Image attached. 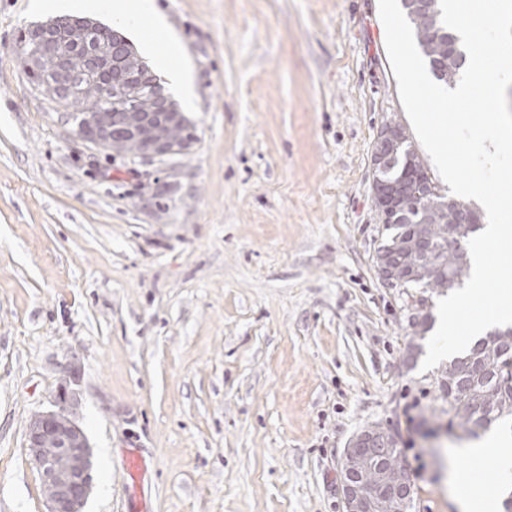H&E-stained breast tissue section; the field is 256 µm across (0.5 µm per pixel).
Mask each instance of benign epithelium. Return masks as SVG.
Masks as SVG:
<instances>
[{
  "mask_svg": "<svg viewBox=\"0 0 512 512\" xmlns=\"http://www.w3.org/2000/svg\"><path fill=\"white\" fill-rule=\"evenodd\" d=\"M47 27L31 31L29 46L24 48L28 70L42 64H50L55 50L46 36ZM86 125L93 134L76 130L78 139L97 148L113 152L122 151L123 138L132 137L141 146L140 160L153 162L186 150L193 142L188 138L181 146L174 145L168 129L180 122V116L171 112H142L138 115L125 113L116 115L110 109L86 106ZM401 132L392 122H385L373 142L371 163L373 169L372 198L382 222L399 221V198L404 185L389 182L382 173L395 163L397 142ZM376 268L380 279L391 287H398L402 280L410 278L404 273L405 266L394 256L383 253L376 256ZM77 397L67 386H60L56 403L59 410L34 416L26 430V448L38 465L43 483L53 489L48 498V512H83L92 487V464L89 449L86 448L83 431L71 424L66 412L76 405ZM378 427L366 428L357 433L344 449L340 463V480L344 512H371L372 495L378 489L390 505V512H408L412 497V483L409 474H402L390 482L383 472H378L377 483L367 482L365 474L377 468L385 456L386 449L380 444L395 437L394 433L378 437L372 431ZM56 444L55 451L68 458L66 469H59L47 455L48 441Z\"/></svg>",
  "mask_w": 512,
  "mask_h": 512,
  "instance_id": "benign-epithelium-1",
  "label": "benign epithelium"
}]
</instances>
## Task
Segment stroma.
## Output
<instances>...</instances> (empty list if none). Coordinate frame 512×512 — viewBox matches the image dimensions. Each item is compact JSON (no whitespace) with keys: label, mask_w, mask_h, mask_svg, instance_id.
<instances>
[{"label":"stroma","mask_w":512,"mask_h":512,"mask_svg":"<svg viewBox=\"0 0 512 512\" xmlns=\"http://www.w3.org/2000/svg\"><path fill=\"white\" fill-rule=\"evenodd\" d=\"M0 0V512H47L25 447L68 385L93 453L84 512H343L339 459L399 436L409 512H458L454 472L489 463L433 417L418 288L382 282L371 150L408 124L378 0H155L193 79L196 142L143 163L78 141L30 83ZM124 474L131 489L130 503L132 508L128 512H148L146 503L142 499V490L146 475V466L142 456L136 451H128L124 459Z\"/></svg>","instance_id":"1"}]
</instances>
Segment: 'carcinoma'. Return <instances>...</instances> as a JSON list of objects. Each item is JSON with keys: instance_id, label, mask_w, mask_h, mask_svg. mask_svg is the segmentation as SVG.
Masks as SVG:
<instances>
[{"instance_id": "1", "label": "carcinoma", "mask_w": 512, "mask_h": 512, "mask_svg": "<svg viewBox=\"0 0 512 512\" xmlns=\"http://www.w3.org/2000/svg\"><path fill=\"white\" fill-rule=\"evenodd\" d=\"M401 2L430 74L447 87L454 85L466 55L461 53L460 38L441 21L439 0H424L420 11L410 9L406 0ZM60 41L61 63L71 72L72 87L87 101L124 112H140L149 106L156 93L151 73L130 66L120 74L116 66L107 67L87 52L89 46L114 54L128 51L132 45L122 33L98 25L86 34L62 36ZM406 170L427 172L409 140L390 176ZM416 192L410 189L403 201L405 223L387 225L391 234L385 245L395 248L402 259L412 256L416 279L411 287L440 293L448 283L462 281L468 267L467 253L449 250L448 238L457 237L465 244L481 225L455 222L456 199L442 194L431 201ZM439 390V415L448 417V426L468 437L477 438L493 423L512 417V326L489 333L455 358L441 375Z\"/></svg>"}]
</instances>
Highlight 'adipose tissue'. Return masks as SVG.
<instances>
[{
	"mask_svg": "<svg viewBox=\"0 0 512 512\" xmlns=\"http://www.w3.org/2000/svg\"><path fill=\"white\" fill-rule=\"evenodd\" d=\"M88 12L106 11L113 21L127 30H135L142 15L153 12L154 0H85ZM467 455L492 459L497 479L487 483L467 479L453 485L452 496L460 512H502L505 491L512 489V433L490 436L477 446L467 448Z\"/></svg>",
	"mask_w": 512,
	"mask_h": 512,
	"instance_id": "ef3b65f1",
	"label": "adipose tissue"
}]
</instances>
